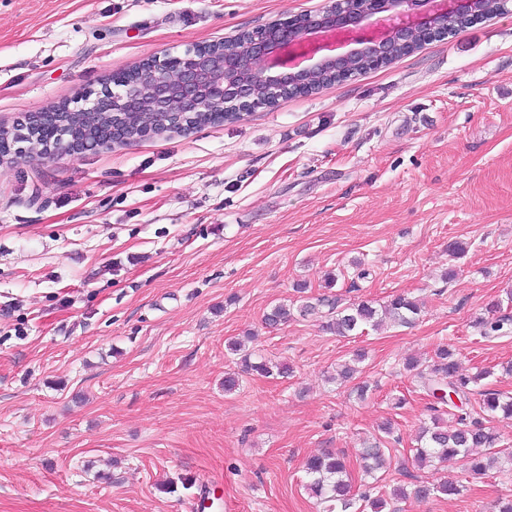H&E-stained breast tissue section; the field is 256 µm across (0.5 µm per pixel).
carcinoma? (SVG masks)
Returning a JSON list of instances; mask_svg holds the SVG:
<instances>
[{
    "label": "carcinoma",
    "mask_w": 512,
    "mask_h": 512,
    "mask_svg": "<svg viewBox=\"0 0 512 512\" xmlns=\"http://www.w3.org/2000/svg\"><path fill=\"white\" fill-rule=\"evenodd\" d=\"M240 119L241 116L229 109L224 112H197L190 124L199 128ZM67 120L69 128L78 136L87 135L101 140L108 138L118 143L140 139L148 126L162 132L167 124L166 117L161 112H116L112 115L107 112H75ZM321 306H327L332 311L325 328L338 336L362 333L366 327L378 325L385 317L401 325L410 324L421 312L418 301L406 295L394 297L381 308L368 301L351 303L340 308L338 301L320 297L313 302L302 299L300 304L292 306L277 304L264 315V324L275 329L287 324L296 314L301 317L316 314ZM511 324L512 317L506 315L490 319L480 318L476 321L483 338H491ZM228 350L240 356L242 372L246 374L255 372L270 377L275 373L284 376L290 372V368L284 364L273 365L264 358L252 360V353L243 349V344L239 341L229 343ZM361 360L362 355L358 354L340 364L336 368V375L330 377V380L343 383L353 378L359 372ZM404 369L412 374L427 396L432 398L431 409L436 412L432 425L422 428L420 432V446L414 455L417 466L459 459L465 462L471 473L485 475L502 456L512 459V448L499 447V437L493 429L449 404L445 397L436 396V392L444 388L457 395H469L476 390L480 396L479 408L482 413L493 419L512 420V395L481 387V381L486 379L487 373L480 371L472 376L460 373L455 353L446 345H439L434 349L428 364L408 360L404 363ZM440 412L452 416L454 424L450 426L442 422L438 416ZM361 459L363 473L375 481L378 480L376 472L387 470L385 450L377 442L362 448ZM304 470L307 489L326 504L324 512H349L354 507L357 512H385L388 501L384 495L374 496L368 491L358 497L352 494L350 472L344 459L335 453L327 451L308 458ZM460 493L461 485L455 481H446L439 485L418 481L409 486L394 485L390 490V497L396 500L410 497L426 499L432 495L452 497Z\"/></svg>",
    "instance_id": "obj_1"
}]
</instances>
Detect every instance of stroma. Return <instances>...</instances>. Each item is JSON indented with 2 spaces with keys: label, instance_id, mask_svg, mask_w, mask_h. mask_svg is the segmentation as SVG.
Listing matches in <instances>:
<instances>
[{
  "label": "stroma",
  "instance_id": "1",
  "mask_svg": "<svg viewBox=\"0 0 512 512\" xmlns=\"http://www.w3.org/2000/svg\"><path fill=\"white\" fill-rule=\"evenodd\" d=\"M326 2L0 0V127ZM302 282L343 306L405 293L422 312L359 336L317 316L265 328ZM496 300L512 315V14L236 123L1 162L0 512H190L207 496L211 512H320L307 458L358 469L388 419L381 493L410 474L464 486L396 512H493L512 461L481 477L414 464L433 412L403 362L443 343L512 394V330L474 325ZM249 334L293 373L225 393L227 344ZM357 350L363 401L327 380ZM181 476L194 487L160 491Z\"/></svg>",
  "mask_w": 512,
  "mask_h": 512
}]
</instances>
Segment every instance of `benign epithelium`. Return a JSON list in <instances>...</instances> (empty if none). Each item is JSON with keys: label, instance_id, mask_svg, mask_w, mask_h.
<instances>
[{"label": "benign epithelium", "instance_id": "1", "mask_svg": "<svg viewBox=\"0 0 512 512\" xmlns=\"http://www.w3.org/2000/svg\"><path fill=\"white\" fill-rule=\"evenodd\" d=\"M343 0H331L303 20H279L254 30L232 49L221 42L194 46L181 57H152L149 66L134 71L133 80L116 92L103 86L88 109L112 112L116 106L146 100L153 112H169L174 124L189 127L192 112H222L232 98L242 105L251 101L255 84H262L276 101L283 90L297 85L306 72L317 67L344 70V62L356 54L376 60L387 56L390 40L406 45L417 33L434 38L448 35V13L471 23L481 13V0H461L462 7L448 10L444 0H360L354 12L338 8ZM49 145L60 153L82 155L96 143L74 139L65 132Z\"/></svg>", "mask_w": 512, "mask_h": 512}]
</instances>
